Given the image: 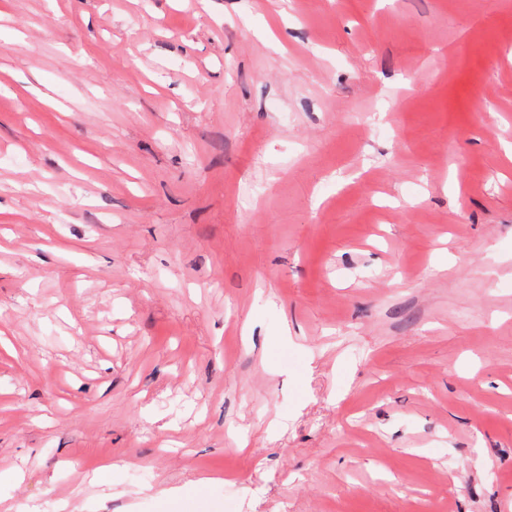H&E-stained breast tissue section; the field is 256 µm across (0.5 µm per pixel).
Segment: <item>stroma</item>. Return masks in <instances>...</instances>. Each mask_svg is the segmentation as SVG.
<instances>
[{
	"instance_id": "stroma-1",
	"label": "stroma",
	"mask_w": 512,
	"mask_h": 512,
	"mask_svg": "<svg viewBox=\"0 0 512 512\" xmlns=\"http://www.w3.org/2000/svg\"><path fill=\"white\" fill-rule=\"evenodd\" d=\"M506 142L512 0H0V512H512Z\"/></svg>"
}]
</instances>
